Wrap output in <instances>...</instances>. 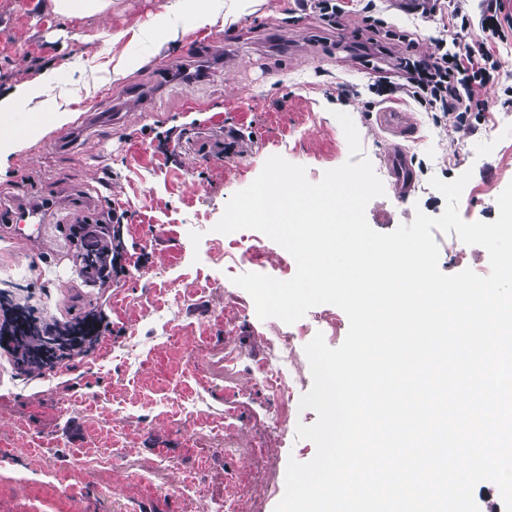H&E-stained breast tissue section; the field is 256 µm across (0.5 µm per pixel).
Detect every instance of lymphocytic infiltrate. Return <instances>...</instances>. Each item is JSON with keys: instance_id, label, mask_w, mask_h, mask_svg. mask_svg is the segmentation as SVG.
Instances as JSON below:
<instances>
[{"instance_id": "1", "label": "lymphocytic infiltrate", "mask_w": 512, "mask_h": 512, "mask_svg": "<svg viewBox=\"0 0 512 512\" xmlns=\"http://www.w3.org/2000/svg\"><path fill=\"white\" fill-rule=\"evenodd\" d=\"M399 7L424 22L447 14L443 31L431 38L428 50H417L409 32L397 41L407 50L397 66L402 82L383 81L376 93L384 100L414 102L428 112L453 116L467 129L472 115L487 111L484 93L501 67L498 47L512 40V10L507 0H480L472 16L469 0H397ZM123 211L110 209L92 224L72 227V240L83 245L78 260L100 287L124 275V245L117 230ZM112 332L109 315L93 307L65 322H45L35 306L0 300V352L20 374L54 371L93 353Z\"/></svg>"}]
</instances>
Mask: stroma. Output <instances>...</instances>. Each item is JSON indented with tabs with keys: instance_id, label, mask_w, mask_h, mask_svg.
Returning <instances> with one entry per match:
<instances>
[{
	"instance_id": "obj_1",
	"label": "stroma",
	"mask_w": 512,
	"mask_h": 512,
	"mask_svg": "<svg viewBox=\"0 0 512 512\" xmlns=\"http://www.w3.org/2000/svg\"><path fill=\"white\" fill-rule=\"evenodd\" d=\"M366 2L354 0L345 31L331 33L298 0H112L83 18L57 14L51 0H0V99L32 88L16 123L49 116L0 153V213L38 205L45 221L24 250L0 223V290L49 322L92 306L112 320L95 353L57 371L0 367V512H274L289 460L316 454L295 426L317 415L297 409L291 428L275 429L277 400L252 368L293 337L302 397L312 386L306 344L320 332L340 346L349 320L330 304L291 325L260 319L232 275L288 280L294 258L262 233L213 227L271 156L304 166L313 182L344 164L336 112L352 117L385 188L366 208L374 230L411 223L419 209L441 215L431 178L465 172L461 218L497 219L512 183V43L500 47L489 110L468 131L400 103L414 128L403 139L381 126L375 72L346 47ZM374 2L375 17L429 48L437 24ZM342 83L359 97L341 100ZM399 147L416 174L405 198L386 165ZM114 204L128 212L123 238L139 263L100 288L73 260L66 229ZM433 236L443 273L489 274L486 249L453 232ZM231 350L238 361L228 366Z\"/></svg>"
}]
</instances>
